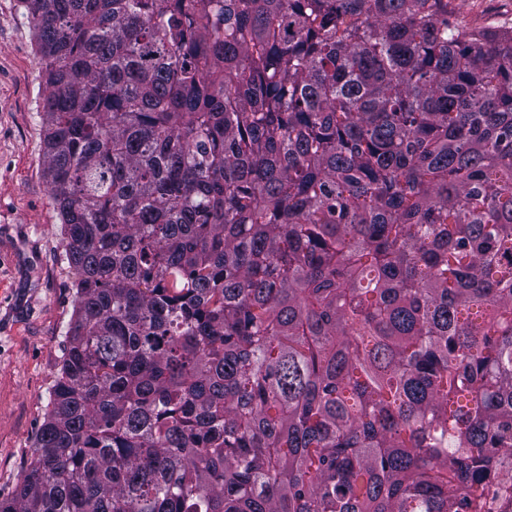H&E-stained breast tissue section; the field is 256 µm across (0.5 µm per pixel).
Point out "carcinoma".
<instances>
[{
  "label": "carcinoma",
  "instance_id": "cac0c4a2",
  "mask_svg": "<svg viewBox=\"0 0 512 512\" xmlns=\"http://www.w3.org/2000/svg\"><path fill=\"white\" fill-rule=\"evenodd\" d=\"M20 4L76 311L0 512H487L512 27L453 0Z\"/></svg>",
  "mask_w": 512,
  "mask_h": 512
}]
</instances>
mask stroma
I'll list each match as a JSON object with an SVG mask.
<instances>
[{"mask_svg":"<svg viewBox=\"0 0 512 512\" xmlns=\"http://www.w3.org/2000/svg\"><path fill=\"white\" fill-rule=\"evenodd\" d=\"M505 0H455L469 26L512 20ZM18 0H0V500L14 496L48 411L75 289L44 161V84Z\"/></svg>","mask_w":512,"mask_h":512,"instance_id":"obj_1","label":"stroma"}]
</instances>
